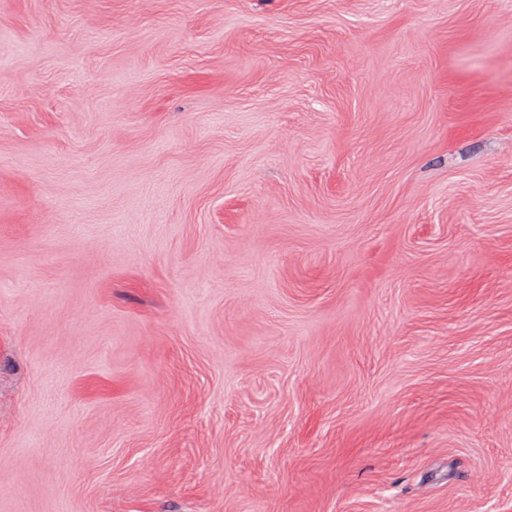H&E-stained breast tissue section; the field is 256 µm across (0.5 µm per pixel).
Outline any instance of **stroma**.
<instances>
[{
  "instance_id": "stroma-1",
  "label": "stroma",
  "mask_w": 512,
  "mask_h": 512,
  "mask_svg": "<svg viewBox=\"0 0 512 512\" xmlns=\"http://www.w3.org/2000/svg\"><path fill=\"white\" fill-rule=\"evenodd\" d=\"M0 512H512V0H0Z\"/></svg>"
}]
</instances>
